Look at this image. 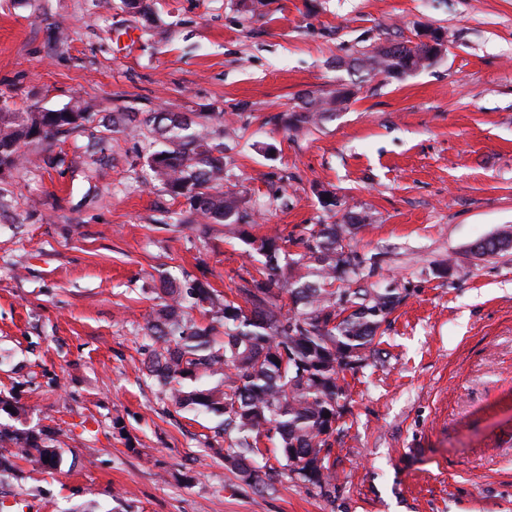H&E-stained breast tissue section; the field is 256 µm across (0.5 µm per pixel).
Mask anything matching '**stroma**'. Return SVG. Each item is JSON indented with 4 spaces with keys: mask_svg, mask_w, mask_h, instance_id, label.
Returning <instances> with one entry per match:
<instances>
[{
    "mask_svg": "<svg viewBox=\"0 0 512 512\" xmlns=\"http://www.w3.org/2000/svg\"><path fill=\"white\" fill-rule=\"evenodd\" d=\"M0 0V93L97 118L224 115L229 183L253 234L362 222L345 238L402 300L383 355L347 375L326 491L267 450L260 480L224 463L221 419L149 378L144 327L163 281L228 292L246 260L154 187L143 138L82 151L89 130L31 144L0 179V422L55 433L60 462L0 472L27 512H512V0ZM442 58L394 77L356 58L427 31ZM344 85L332 118L271 116Z\"/></svg>",
    "mask_w": 512,
    "mask_h": 512,
    "instance_id": "35a3bbf8",
    "label": "stroma"
}]
</instances>
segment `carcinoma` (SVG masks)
Wrapping results in <instances>:
<instances>
[{"label": "carcinoma", "instance_id": "carcinoma-1", "mask_svg": "<svg viewBox=\"0 0 512 512\" xmlns=\"http://www.w3.org/2000/svg\"><path fill=\"white\" fill-rule=\"evenodd\" d=\"M416 51L394 42L362 54L367 73L390 77L416 65ZM346 96L313 97L298 112L272 117L300 129L330 118ZM94 113L75 105L61 112L10 107L0 95V175L18 169L22 148L56 133L82 129ZM130 130L155 150L147 159L152 180L189 212L206 220L196 227L204 237L207 222L224 225L238 238L243 254L262 257L261 266L242 268L235 292L222 296L209 283L186 290L162 289L146 324L151 350L146 370L176 407L205 410L223 417L224 461L245 481L259 471L268 441L279 452L288 475L320 490L332 481L328 441L346 407L345 373L357 372L379 357L375 337L382 321L401 302L392 288H337L336 273L359 284L370 276L365 259L343 244L346 227L313 224L298 236L275 231L260 236L248 229V214L237 193L224 191V113L193 120L179 112H114L102 124L98 141ZM298 248L288 251V245ZM210 317L201 327L189 311ZM223 329L216 347L211 336ZM330 417H324V414ZM55 461L54 439L12 425L0 426V466L14 458Z\"/></svg>", "mask_w": 512, "mask_h": 512}]
</instances>
